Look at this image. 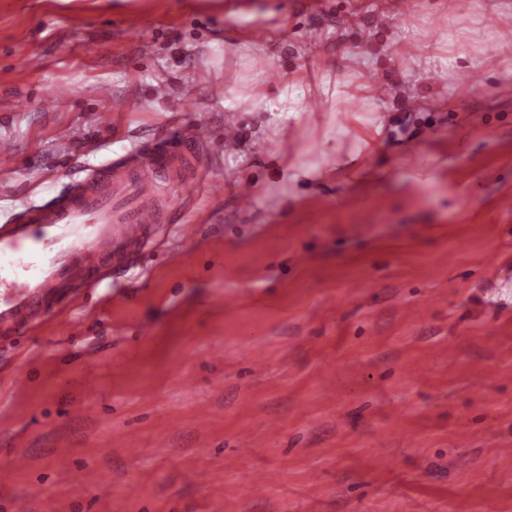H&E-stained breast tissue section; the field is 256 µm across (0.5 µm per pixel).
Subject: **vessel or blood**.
<instances>
[{"label":"vessel or blood","mask_w":512,"mask_h":512,"mask_svg":"<svg viewBox=\"0 0 512 512\" xmlns=\"http://www.w3.org/2000/svg\"><path fill=\"white\" fill-rule=\"evenodd\" d=\"M210 138L194 124L154 147L138 145L74 178L70 191L46 206H30L0 224V327L23 334L36 305L55 289L86 280L108 247H122L164 223L153 197L166 166L190 168Z\"/></svg>","instance_id":"b4317fda"}]
</instances>
